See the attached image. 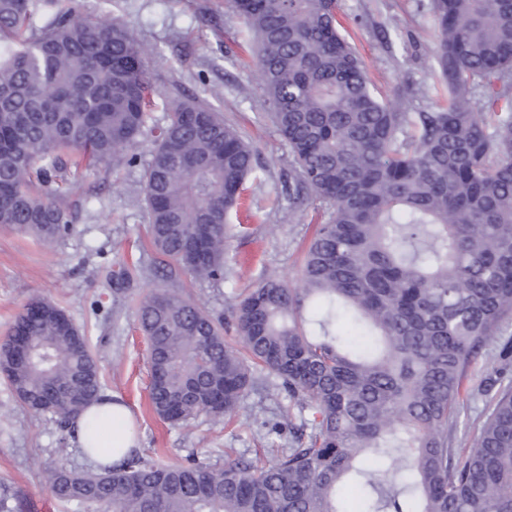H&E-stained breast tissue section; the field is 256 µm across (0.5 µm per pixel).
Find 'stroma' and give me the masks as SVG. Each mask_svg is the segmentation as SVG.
Wrapping results in <instances>:
<instances>
[{"label": "stroma", "instance_id": "35a3bbf8", "mask_svg": "<svg viewBox=\"0 0 512 512\" xmlns=\"http://www.w3.org/2000/svg\"><path fill=\"white\" fill-rule=\"evenodd\" d=\"M430 0H340L347 38L363 58L380 96L405 112H430L436 103L433 48L437 30ZM84 14L125 23L134 38L153 50L148 67L156 88L180 86L224 115L258 151L261 179L247 180L252 213L227 243L231 276L221 286L180 275L187 289L217 312L258 284L268 272L295 281L300 246L309 240L319 211L316 201L291 206L282 186L291 157L270 122L256 64L245 63L240 45L248 33L230 0H80ZM154 144L143 137L133 146L134 166L75 173L64 171L77 218L71 236L46 242L0 227V341L32 299L59 305L84 332L98 359L106 395L131 409L140 453L162 462L207 459L220 464L224 451L254 457L263 448L288 447L289 432L274 434L288 400L274 390L251 393L248 414L234 422L200 416L191 425L160 419L148 399L147 344L137 327L141 296L158 284L149 271L156 254L146 237L148 215L143 176ZM80 470L87 463L73 437L54 421L14 398L0 376V493L23 505L22 512H64L43 480L57 463Z\"/></svg>", "mask_w": 512, "mask_h": 512}]
</instances>
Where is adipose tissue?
<instances>
[{
	"label": "adipose tissue",
	"mask_w": 512,
	"mask_h": 512,
	"mask_svg": "<svg viewBox=\"0 0 512 512\" xmlns=\"http://www.w3.org/2000/svg\"><path fill=\"white\" fill-rule=\"evenodd\" d=\"M76 427L79 448L97 465L118 463L128 449L138 445L132 413L117 398L86 410L77 418Z\"/></svg>",
	"instance_id": "obj_1"
}]
</instances>
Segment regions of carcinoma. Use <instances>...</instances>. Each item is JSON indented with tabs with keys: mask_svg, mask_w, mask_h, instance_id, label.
<instances>
[{
	"mask_svg": "<svg viewBox=\"0 0 512 512\" xmlns=\"http://www.w3.org/2000/svg\"><path fill=\"white\" fill-rule=\"evenodd\" d=\"M254 35L269 117L297 185L332 211L316 225L294 284L269 275L224 316L160 286L137 305L152 410L173 424L238 417L266 380L288 396L281 425L296 444L224 465L161 464L130 450L120 465L50 467L70 512H342L340 490L368 512H512V383L493 392L468 451L448 443L469 369L512 321V0H431L435 72L447 105L401 112L376 95L342 34L338 0H233ZM35 0H0V225L51 241L75 217L56 173L130 166L144 174L148 236L162 257L219 285L229 216L255 149L210 104L161 97L152 54L120 22L89 20L71 0L41 28ZM163 99L165 115L153 112ZM346 317L371 346L336 334ZM0 373L24 405L74 434L106 400L86 336L55 303L31 302L0 343ZM385 461L368 472L359 458Z\"/></svg>",
	"mask_w": 512,
	"mask_h": 512,
	"instance_id": "cac0c4a2",
	"label": "carcinoma"
}]
</instances>
